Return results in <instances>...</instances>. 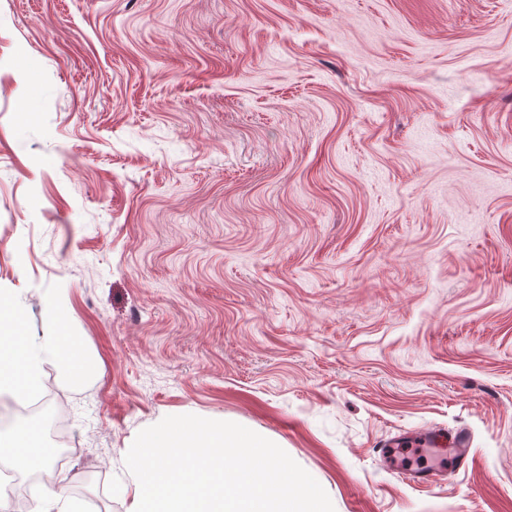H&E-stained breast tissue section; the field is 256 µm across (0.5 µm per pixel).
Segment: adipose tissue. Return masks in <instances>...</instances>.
Segmentation results:
<instances>
[{
    "instance_id": "obj_1",
    "label": "adipose tissue",
    "mask_w": 512,
    "mask_h": 512,
    "mask_svg": "<svg viewBox=\"0 0 512 512\" xmlns=\"http://www.w3.org/2000/svg\"><path fill=\"white\" fill-rule=\"evenodd\" d=\"M43 308L46 321L41 335H20L24 307L12 290L0 289V396L22 400L33 395L42 365L48 360L74 385L84 383L92 371L77 338L62 331L67 321L65 308L51 298L44 301ZM55 456V448L41 439L36 426L0 432V460L17 469L50 470Z\"/></svg>"
}]
</instances>
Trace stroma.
Listing matches in <instances>:
<instances>
[{"instance_id": "1", "label": "stroma", "mask_w": 512, "mask_h": 512, "mask_svg": "<svg viewBox=\"0 0 512 512\" xmlns=\"http://www.w3.org/2000/svg\"><path fill=\"white\" fill-rule=\"evenodd\" d=\"M1 288L96 367L36 391L83 512L176 414L336 512H512V0H0ZM424 444L432 447L448 446L453 448L459 467L466 466L471 454V441L463 428L428 431L423 437Z\"/></svg>"}]
</instances>
